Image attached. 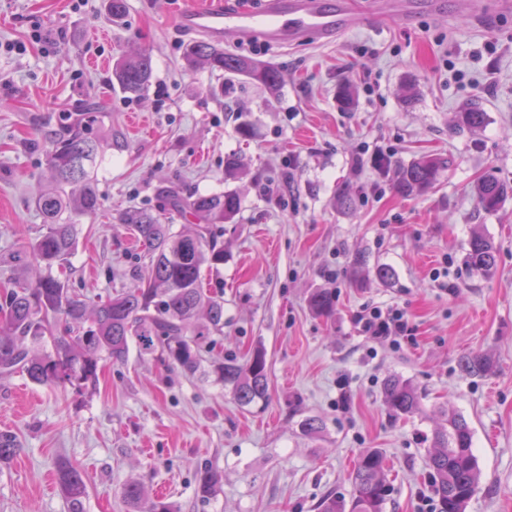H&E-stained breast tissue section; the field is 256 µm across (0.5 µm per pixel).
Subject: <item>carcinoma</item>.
Instances as JSON below:
<instances>
[{
    "mask_svg": "<svg viewBox=\"0 0 512 512\" xmlns=\"http://www.w3.org/2000/svg\"><path fill=\"white\" fill-rule=\"evenodd\" d=\"M184 57L191 69L202 67L239 75L268 88L281 81L276 68L226 52L210 41L189 42ZM152 77V58L145 50L118 58L112 67L113 82L131 97L142 95ZM484 121L485 113L476 106L458 115V125L472 129L481 127ZM99 153L100 143L86 137L77 121L49 140L46 165L51 189L35 201L44 224L23 254L13 256L18 262L31 258L34 280L17 277L0 294V376L21 371L43 386H94L100 363L124 362L132 343L140 355L158 351L181 371L193 374L201 366L202 346L210 342L212 333L224 328V300L204 289L203 282L212 270L224 264V246L213 225L234 220L241 205L234 191L184 198L171 189L163 194L156 213L139 208L124 210L119 219L142 247V264L133 286L93 304L69 288V257L77 243L76 224L82 217L94 216L101 206L91 176ZM446 167L447 161L440 157L423 156L399 167L395 189L405 196L425 192L437 184ZM476 196L485 212L494 213L512 196V186L488 173L479 179ZM167 210L195 225L194 232L173 230V225L162 220ZM465 261L480 275L492 274L497 267V249L492 240L473 234ZM308 303L317 314L330 316L334 312L335 298L329 291L311 293ZM48 336L52 338L49 351L43 349ZM491 368V361L482 355L461 360V369L467 374H482ZM214 371L224 385L232 387L239 404L266 400L269 382L262 350H256L244 362L229 357ZM383 394L395 417L420 412L421 398L406 382L388 380ZM19 453L15 438L0 433V463ZM428 461L439 512H466L478 490L479 469L472 429L464 417L446 414L445 425L435 432ZM385 471L380 450L371 448L360 454L349 474L354 487L350 512H383L389 492ZM57 477L70 512H85L86 485L81 471L63 462ZM222 479L219 471L200 468L196 474L197 496L209 498ZM121 495L133 512H174L172 505L161 498L146 499L136 482L125 484Z\"/></svg>",
    "mask_w": 512,
    "mask_h": 512,
    "instance_id": "obj_1",
    "label": "carcinoma"
}]
</instances>
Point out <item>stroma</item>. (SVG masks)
Segmentation results:
<instances>
[{
    "label": "stroma",
    "instance_id": "1",
    "mask_svg": "<svg viewBox=\"0 0 512 512\" xmlns=\"http://www.w3.org/2000/svg\"><path fill=\"white\" fill-rule=\"evenodd\" d=\"M200 2L127 0L116 21L107 0H0V255L39 234L44 148L76 118L87 136L118 141L98 164L102 208L77 226L69 286L86 299L132 283L140 244L119 222L126 208L158 209L169 187L241 199L234 221L214 227L224 263L205 286L224 299V331L200 373L133 349L84 389L0 378V433L21 448L0 463V512H68L62 461L83 473L86 512H131L120 495L131 481L176 512H319L330 497L350 502L348 474L367 448L386 457L384 512H428V451L448 410L474 432L481 481L466 512H512V196L489 214L475 194L489 172L512 182V0H444L408 22L372 21L375 0H352L356 23L329 47L229 38L228 52L280 71L273 92L187 69L177 16ZM36 28L44 41L32 42ZM17 41L24 54L4 50ZM138 50L150 53L153 78L136 98L113 86L112 63ZM472 103L483 126H458ZM379 148L391 153L384 172L371 162ZM429 154L450 161L439 185L397 193L395 166ZM230 157L240 178L224 173ZM476 233L497 248L492 276L464 262ZM378 265L392 269L389 283L375 278ZM319 289L335 294L332 315L310 309ZM367 305L405 308L414 343L370 346L354 323ZM256 349L269 397L243 406L213 363ZM472 353L493 371L462 372ZM391 377L421 395V413L390 414ZM309 417L320 433L303 431ZM204 464L224 476L205 500L195 491Z\"/></svg>",
    "mask_w": 512,
    "mask_h": 512
}]
</instances>
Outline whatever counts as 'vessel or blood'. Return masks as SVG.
Wrapping results in <instances>:
<instances>
[{
  "mask_svg": "<svg viewBox=\"0 0 512 512\" xmlns=\"http://www.w3.org/2000/svg\"><path fill=\"white\" fill-rule=\"evenodd\" d=\"M348 0H261L252 9L221 5L190 7L180 12L181 28L214 42L230 34L261 36L276 44H294L306 38L328 43L355 23Z\"/></svg>",
  "mask_w": 512,
  "mask_h": 512,
  "instance_id": "b4317fda",
  "label": "vessel or blood"
}]
</instances>
